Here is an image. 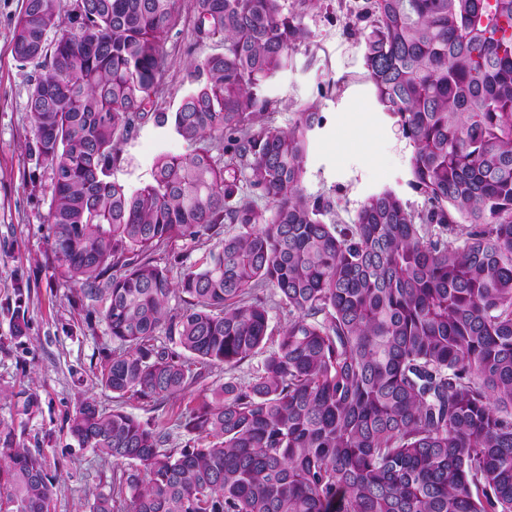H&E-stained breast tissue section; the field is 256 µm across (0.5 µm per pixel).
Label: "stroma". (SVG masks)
Masks as SVG:
<instances>
[{
  "mask_svg": "<svg viewBox=\"0 0 512 512\" xmlns=\"http://www.w3.org/2000/svg\"><path fill=\"white\" fill-rule=\"evenodd\" d=\"M23 2L0 0V301L12 295L14 273L23 269L31 282L30 329L21 344L0 349V389L7 394L22 383L38 388L41 411L29 421L28 432L48 440L54 512H88L98 466L90 450L70 440L66 424L79 401L91 397L103 408L119 405L140 419L164 425L186 405L199 402L205 389L228 377L251 380L260 360L255 357L228 372L214 373L155 411L134 400L115 399L92 382L90 364L102 341L80 332L70 289L48 261L51 171L26 151L33 138L27 99L37 72L12 54ZM285 7L301 12L311 38L295 49L288 69L269 84L266 93L274 105L265 121L285 130L306 108H316L322 116L321 125L309 134L305 195L330 201L324 216L328 224L353 223L364 200L385 188L393 189L409 209H425L424 196L410 185L412 148L378 105L366 77L362 34L374 19L372 0H320L304 11L298 0H285ZM165 48L171 66L155 107L170 112L194 86L190 63L215 53L217 47L195 44L191 23L185 20L167 34ZM123 151L126 161L112 177L134 189L149 180L157 155H185L192 148L171 126L159 127L147 119L132 131ZM371 154L377 164L368 162Z\"/></svg>",
  "mask_w": 512,
  "mask_h": 512,
  "instance_id": "35a3bbf8",
  "label": "stroma"
}]
</instances>
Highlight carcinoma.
<instances>
[{
	"mask_svg": "<svg viewBox=\"0 0 512 512\" xmlns=\"http://www.w3.org/2000/svg\"><path fill=\"white\" fill-rule=\"evenodd\" d=\"M284 2L190 0L195 40L222 51L171 114L153 97L180 0H25L17 19L13 55L39 71L28 155L53 174L54 268L112 344L92 381L156 410L262 355L252 380L179 414L176 448L163 426L81 401L67 424L100 467L89 512H512V0H373L368 78L429 207L386 188L352 224L324 223L329 204L301 189L322 116L263 122L264 84L310 36ZM149 116L207 145L157 155L131 190L112 169ZM186 240L215 245L166 261ZM27 291L18 273L0 304L12 340ZM269 295L288 312L276 337ZM10 397L0 512H51L50 461L24 439L40 394Z\"/></svg>",
	"mask_w": 512,
	"mask_h": 512,
	"instance_id": "carcinoma-1",
	"label": "carcinoma"
}]
</instances>
